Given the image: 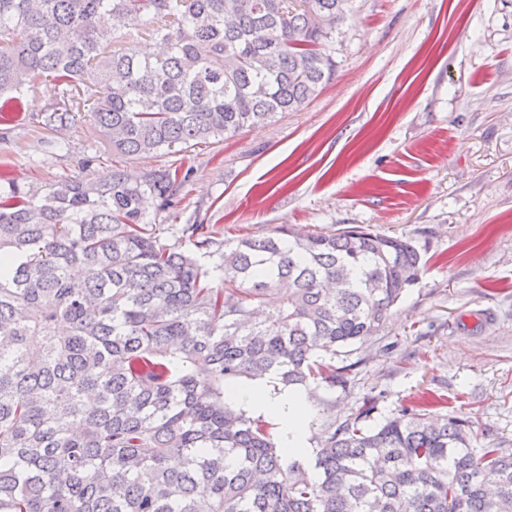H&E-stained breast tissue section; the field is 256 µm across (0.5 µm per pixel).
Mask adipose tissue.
Segmentation results:
<instances>
[{
  "label": "adipose tissue",
  "mask_w": 512,
  "mask_h": 512,
  "mask_svg": "<svg viewBox=\"0 0 512 512\" xmlns=\"http://www.w3.org/2000/svg\"><path fill=\"white\" fill-rule=\"evenodd\" d=\"M229 399L243 408L276 416L282 422L281 429L287 445L301 449L305 432L303 413L306 409V400L301 392L277 390L275 380L266 378L237 388Z\"/></svg>",
  "instance_id": "1"
}]
</instances>
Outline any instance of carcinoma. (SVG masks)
<instances>
[{"mask_svg": "<svg viewBox=\"0 0 512 512\" xmlns=\"http://www.w3.org/2000/svg\"><path fill=\"white\" fill-rule=\"evenodd\" d=\"M351 0H0V140L86 112L122 157L231 137L330 80ZM144 26L162 51L108 49ZM179 168L46 187L0 180V512H512V455L423 408L368 401L305 466L278 424L224 401L242 379L347 383L423 271L413 241L354 225L163 244L148 207ZM217 257L213 286L202 259Z\"/></svg>", "mask_w": 512, "mask_h": 512, "instance_id": "obj_1", "label": "carcinoma"}]
</instances>
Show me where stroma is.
I'll use <instances>...</instances> for the list:
<instances>
[{"label":"stroma","instance_id":"stroma-1","mask_svg":"<svg viewBox=\"0 0 512 512\" xmlns=\"http://www.w3.org/2000/svg\"><path fill=\"white\" fill-rule=\"evenodd\" d=\"M334 57L332 78L299 110L123 164L189 171L180 205L155 217L167 244L193 222L222 239L360 224L423 255L419 282L347 348L357 368L346 386H307L306 449L372 398L373 422L425 401L510 454L512 0H353ZM53 96L47 82L26 92L14 137L0 142V176L53 186L111 169L90 117L59 131L33 120ZM46 140L65 152L43 153Z\"/></svg>","mask_w":512,"mask_h":512}]
</instances>
